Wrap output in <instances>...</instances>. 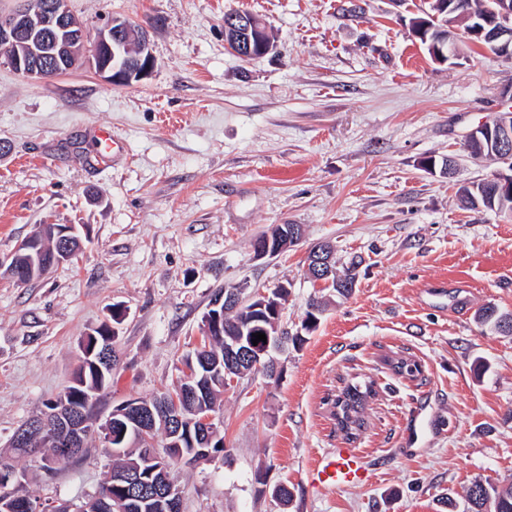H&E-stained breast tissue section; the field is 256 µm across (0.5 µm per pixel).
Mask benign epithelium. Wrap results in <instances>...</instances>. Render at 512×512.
<instances>
[{"label": "benign epithelium", "mask_w": 512, "mask_h": 512, "mask_svg": "<svg viewBox=\"0 0 512 512\" xmlns=\"http://www.w3.org/2000/svg\"><path fill=\"white\" fill-rule=\"evenodd\" d=\"M68 0H52L45 6L35 0H24L23 6L14 13L0 18V46L7 51L11 67L16 72L34 79H45L44 57L49 56L57 66L58 73L73 69L78 61L85 57L96 71L109 83L116 86L130 85L149 77L156 66V60L150 48L149 32L141 29L134 44H129L130 23L121 17H114L99 28L94 36H89L83 23L69 10ZM433 7L448 15L445 27L456 30L465 11L459 0H437ZM482 25L468 30V35L482 41V47L497 57L512 60V0H487L484 5ZM264 23L250 13L240 12L224 21V45L227 50L243 61L260 58L273 50L274 43L260 39L258 32ZM51 41L53 53L39 50V40ZM447 50L432 43L427 45L431 56L438 62H454L461 59L455 38L448 37ZM466 142L474 148L473 155L497 161L512 169V111L500 112L497 117L478 127L469 134ZM302 227L298 224L280 225V234L276 241L260 236L253 248L254 259L276 257L294 247L302 238ZM80 245L77 228L74 224H40L35 231L24 239L15 251L5 259L0 258V270L6 269L7 275L17 283L30 282L43 277L55 266L70 260L75 247ZM308 278L326 288L336 284V267L330 247L311 249L306 268ZM243 288L224 290L211 306V312L202 316L204 339L221 331L224 313L230 307H247L249 312H258V316L267 321L264 332L267 338L260 349L246 348L238 341L229 353L227 366L221 381L224 388L233 386L241 373L235 361L243 358L253 365L269 358L272 348L282 346L284 336L280 333L281 305L278 292L256 290L244 295ZM202 383L196 380V373L188 371L184 386L170 395L174 405L187 396L196 394ZM73 399L65 391L52 399L55 410L50 417L39 419L37 426L47 435L48 440L58 446V451L66 456L74 455L77 448L83 446L89 433L82 410L69 403ZM166 428L170 445L181 446V440L196 430L198 441L191 447L207 456L208 448L218 438L214 434V415L211 413L185 419L180 415L154 411L140 402H124L112 408L107 425L121 430L114 449L127 447L126 438L141 440L146 437L147 425ZM24 474L9 464L0 465V512H16L22 505L25 512H39V506L20 498L16 493L6 490L10 484L21 483ZM147 475L141 469H125L115 476V482L124 490L121 501L124 512H177L180 492L168 474H163V482L155 485L154 493L142 498L135 493L136 486L146 480Z\"/></svg>", "instance_id": "benign-epithelium-1"}]
</instances>
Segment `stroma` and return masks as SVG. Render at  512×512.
<instances>
[{
  "mask_svg": "<svg viewBox=\"0 0 512 512\" xmlns=\"http://www.w3.org/2000/svg\"><path fill=\"white\" fill-rule=\"evenodd\" d=\"M420 0H69L88 32L119 16L149 28L148 78L115 86L83 65L50 79L0 51V256L40 224H76L83 244L43 278H0V460L25 469L18 494L73 507L112 470L99 437L46 475L17 455L18 429L71 384L78 343L125 311L119 364L96 411L174 390L222 287L289 284L281 324L322 296L306 275L330 243L352 293L330 294L301 347L225 390L224 450L170 468L183 512H448L475 481L512 485V214L469 207L461 187L502 164L471 156L468 133L512 110V61L459 38L458 65L410 30ZM266 24L271 53L224 47V16ZM121 142L100 156L96 132ZM452 173H444L447 159ZM275 224L303 239L257 260ZM404 357L417 377L395 374ZM349 382L373 383L357 439L336 429ZM367 456L362 484L316 492L307 470L343 446ZM287 485L289 505L271 496Z\"/></svg>",
  "mask_w": 512,
  "mask_h": 512,
  "instance_id": "stroma-1",
  "label": "stroma"
}]
</instances>
